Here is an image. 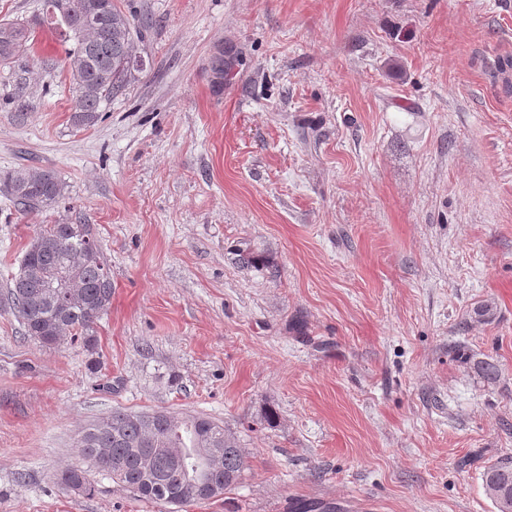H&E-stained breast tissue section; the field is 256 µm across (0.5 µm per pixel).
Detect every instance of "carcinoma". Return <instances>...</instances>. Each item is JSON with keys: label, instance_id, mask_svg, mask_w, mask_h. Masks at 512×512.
Here are the masks:
<instances>
[{"label": "carcinoma", "instance_id": "obj_1", "mask_svg": "<svg viewBox=\"0 0 512 512\" xmlns=\"http://www.w3.org/2000/svg\"><path fill=\"white\" fill-rule=\"evenodd\" d=\"M81 12L94 6L97 25L75 28L54 23L52 29L72 43L67 53L73 92L71 123L94 125L103 105L123 91L138 68L133 54L135 26L114 0H71ZM27 21L0 22V60H8L30 39ZM0 189L17 206L39 210L65 194V184L52 170L20 169L0 178ZM37 248L26 247L19 272L7 292L10 307L22 318L25 332L44 346L68 336L87 343L95 320L111 304L112 279L96 241L84 224H52L37 230ZM64 272L66 291L54 286V275ZM172 446L156 447L159 436ZM79 454L112 475L138 497L182 506L197 500L193 493L201 479L213 482L220 497L238 483L244 468L242 449L214 421L200 416L178 417L165 412L128 413L115 410L81 435ZM65 485L85 493L92 483L85 471L68 468ZM483 481L499 512H512V463L489 466Z\"/></svg>", "mask_w": 512, "mask_h": 512}]
</instances>
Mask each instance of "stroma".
I'll return each mask as SVG.
<instances>
[{"mask_svg": "<svg viewBox=\"0 0 512 512\" xmlns=\"http://www.w3.org/2000/svg\"><path fill=\"white\" fill-rule=\"evenodd\" d=\"M115 2L150 26L95 125L70 120L49 28L0 61V176L66 185L32 212L0 192V512H171L97 467L93 495L58 481L115 410L202 416L243 449L240 483L182 512H498L512 0ZM61 222L111 270L89 346L40 344L7 302L35 226Z\"/></svg>", "mask_w": 512, "mask_h": 512, "instance_id": "35a3bbf8", "label": "stroma"}]
</instances>
